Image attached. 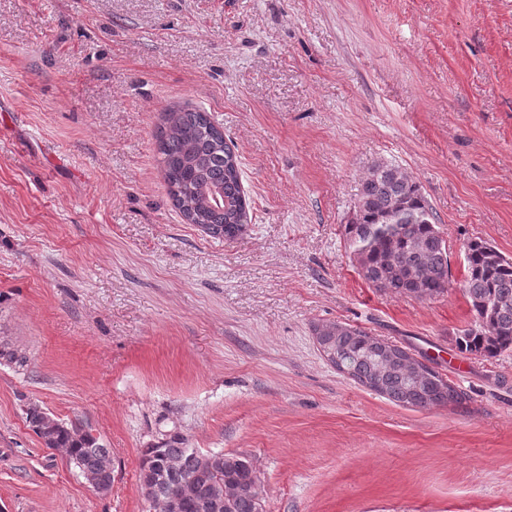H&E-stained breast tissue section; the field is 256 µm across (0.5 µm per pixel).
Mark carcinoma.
<instances>
[{
  "label": "carcinoma",
  "instance_id": "cac0c4a2",
  "mask_svg": "<svg viewBox=\"0 0 512 512\" xmlns=\"http://www.w3.org/2000/svg\"><path fill=\"white\" fill-rule=\"evenodd\" d=\"M157 151L168 194L187 223L219 239H233L252 223L238 157L208 113L197 108L169 113L157 135ZM346 241L359 274L375 288L422 301L448 291L449 261L436 213L420 186L395 165L378 161L368 170L354 217L346 224ZM465 262L462 291L475 323L464 330L461 347L483 355L511 349L512 259L480 240L468 244ZM336 354L361 385L382 373L378 394L397 405L423 409L462 400L443 379L415 383L409 354L403 363H385L381 346L365 330L340 339ZM0 361L19 370L27 366V357L7 343L0 344ZM26 421L44 447L72 449L69 462L82 475L96 476L99 493L111 491L110 454L97 439L37 405L28 407ZM167 459L180 461L185 473L197 476L198 492L224 485L228 473L237 480L246 477L232 466H212L205 453L187 451L178 437L142 451V464L151 471ZM224 512L264 510L250 498L237 497Z\"/></svg>",
  "mask_w": 512,
  "mask_h": 512
}]
</instances>
